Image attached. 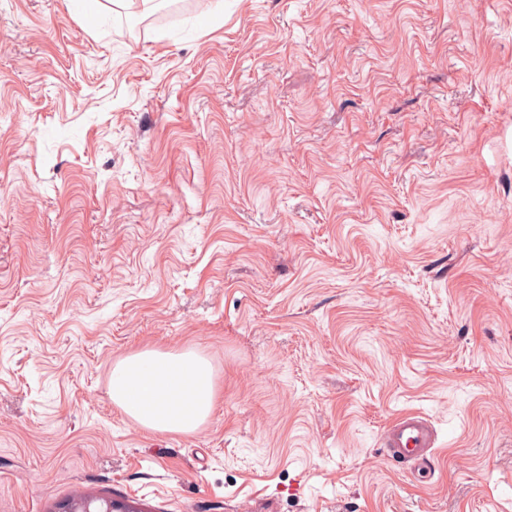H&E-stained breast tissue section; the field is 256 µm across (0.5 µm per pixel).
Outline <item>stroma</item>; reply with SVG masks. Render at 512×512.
<instances>
[{
  "label": "stroma",
  "mask_w": 512,
  "mask_h": 512,
  "mask_svg": "<svg viewBox=\"0 0 512 512\" xmlns=\"http://www.w3.org/2000/svg\"><path fill=\"white\" fill-rule=\"evenodd\" d=\"M144 349L198 430L113 403ZM84 495L512 512V0H0V512ZM134 366H142L140 373ZM112 401L145 429L188 433L211 415L216 387L210 362L195 351L144 350L112 369ZM384 444L390 456L414 461L421 469H429V455L437 448V433L419 412L397 415L384 433Z\"/></svg>",
  "instance_id": "stroma-1"
}]
</instances>
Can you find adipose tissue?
<instances>
[{
	"instance_id": "ef3b65f1",
	"label": "adipose tissue",
	"mask_w": 512,
	"mask_h": 512,
	"mask_svg": "<svg viewBox=\"0 0 512 512\" xmlns=\"http://www.w3.org/2000/svg\"><path fill=\"white\" fill-rule=\"evenodd\" d=\"M113 402L145 429L188 433L211 415L216 387L210 362L194 351L144 350L112 370Z\"/></svg>"
}]
</instances>
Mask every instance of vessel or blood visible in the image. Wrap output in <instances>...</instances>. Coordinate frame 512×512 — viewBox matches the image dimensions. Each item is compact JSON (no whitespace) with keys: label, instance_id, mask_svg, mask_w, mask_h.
<instances>
[{"label":"vessel or blood","instance_id":"vessel-or-blood-1","mask_svg":"<svg viewBox=\"0 0 512 512\" xmlns=\"http://www.w3.org/2000/svg\"><path fill=\"white\" fill-rule=\"evenodd\" d=\"M384 444L392 458L423 466L437 445V433L421 413L407 411L397 415L386 429Z\"/></svg>","mask_w":512,"mask_h":512}]
</instances>
